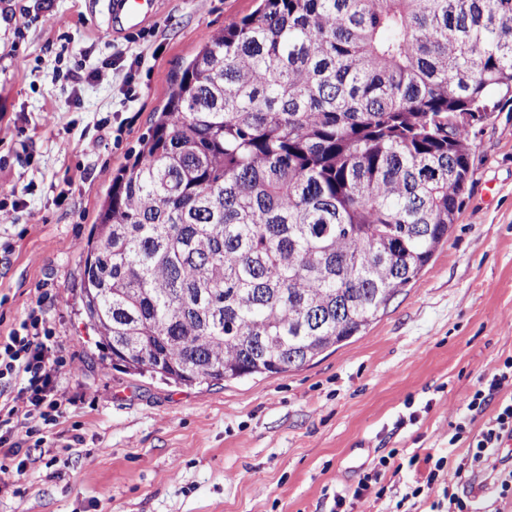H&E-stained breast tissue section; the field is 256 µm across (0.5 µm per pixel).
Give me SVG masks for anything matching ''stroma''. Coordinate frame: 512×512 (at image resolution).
I'll use <instances>...</instances> for the list:
<instances>
[{
    "label": "stroma",
    "mask_w": 512,
    "mask_h": 512,
    "mask_svg": "<svg viewBox=\"0 0 512 512\" xmlns=\"http://www.w3.org/2000/svg\"><path fill=\"white\" fill-rule=\"evenodd\" d=\"M40 3L12 0L0 18V194L26 201L0 227L14 246L0 263V336L43 306L71 406L52 430L56 465L18 432L29 460L24 472L12 459L0 470V512H332L336 492L392 450L401 468L385 473L373 512H429L406 496L409 457H446L453 472L468 443L451 442V422L478 378L512 355V112L473 129L472 183L447 243L361 336L280 375L175 385L113 368L84 323L82 252L171 71L253 0H158L132 43L109 32L107 0H55L57 27ZM17 27L22 67L9 56ZM84 51L115 57L121 72L142 54L135 101L117 78L51 82Z\"/></svg>",
    "instance_id": "stroma-1"
}]
</instances>
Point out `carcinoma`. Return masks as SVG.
<instances>
[{
    "label": "carcinoma",
    "mask_w": 512,
    "mask_h": 512,
    "mask_svg": "<svg viewBox=\"0 0 512 512\" xmlns=\"http://www.w3.org/2000/svg\"><path fill=\"white\" fill-rule=\"evenodd\" d=\"M512 107V0H257L112 176L82 258L112 365L209 386L364 331L448 241Z\"/></svg>",
    "instance_id": "carcinoma-1"
}]
</instances>
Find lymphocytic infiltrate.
<instances>
[{
    "instance_id": "f902f5d3",
    "label": "lymphocytic infiltrate",
    "mask_w": 512,
    "mask_h": 512,
    "mask_svg": "<svg viewBox=\"0 0 512 512\" xmlns=\"http://www.w3.org/2000/svg\"><path fill=\"white\" fill-rule=\"evenodd\" d=\"M62 362L56 345L54 329L42 308L32 309L18 328L9 336L0 337V384L13 382L16 392L0 387V447L11 448V440L26 420L37 418L44 424H54L67 416L70 401L59 395L57 372ZM512 387V356L506 357L490 378H478L463 412L452 424L453 441L467 440L468 451L457 463L455 479L487 473L498 498L512 497V470L498 467V455L505 439L512 437V397L501 392ZM495 413L479 432L471 425L487 407ZM410 465L423 466L424 472L409 495L441 493L447 502L445 512H480L471 496H459L452 482L443 476L445 458L433 454L413 455ZM388 457H380L373 468L359 479L356 487L337 493L336 512H370L373 487L391 467Z\"/></svg>"
}]
</instances>
